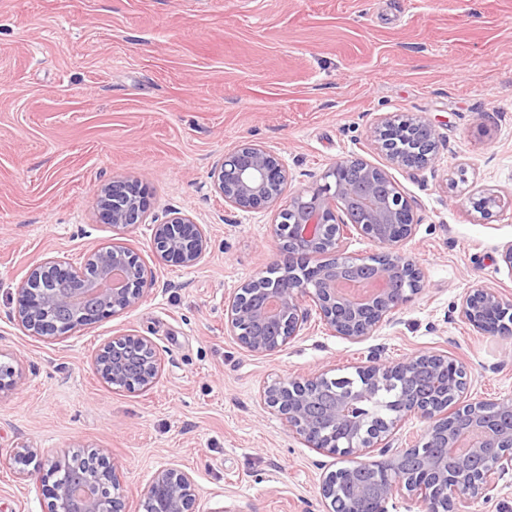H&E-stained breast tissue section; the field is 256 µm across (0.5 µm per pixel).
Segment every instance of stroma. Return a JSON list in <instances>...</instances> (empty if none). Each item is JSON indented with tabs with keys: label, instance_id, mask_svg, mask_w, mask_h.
Wrapping results in <instances>:
<instances>
[{
	"label": "stroma",
	"instance_id": "stroma-1",
	"mask_svg": "<svg viewBox=\"0 0 512 512\" xmlns=\"http://www.w3.org/2000/svg\"><path fill=\"white\" fill-rule=\"evenodd\" d=\"M436 130L435 166H389L370 137L381 116ZM247 141L278 153L292 188L337 160L388 167L412 202L405 250L414 299L352 343L311 315L282 351L241 348L224 300L274 263L275 209L230 213L212 168ZM136 177L150 220L187 213L210 248L195 268L164 263L145 227L99 223L103 184ZM501 206L481 218L471 199ZM120 241L157 279L133 309L54 341L25 335L15 290L46 258L81 265ZM512 0H0V512H45L20 446L47 463L96 449L121 465L130 512L154 472H190L199 512H320L335 458L298 443L260 400L265 383L319 367L354 373L370 350L398 360L450 352L473 399L512 395V345L452 307L471 288L512 297ZM132 332L157 346L162 378L115 390L96 351Z\"/></svg>",
	"mask_w": 512,
	"mask_h": 512
}]
</instances>
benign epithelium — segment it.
<instances>
[{"label":"benign epithelium","instance_id":"obj_1","mask_svg":"<svg viewBox=\"0 0 512 512\" xmlns=\"http://www.w3.org/2000/svg\"><path fill=\"white\" fill-rule=\"evenodd\" d=\"M397 116L383 117L371 134L391 165L422 169L434 165L435 129L419 115L408 122L418 145L430 144L418 163L388 148L387 135ZM215 191L229 210L269 208L283 198L288 169L263 145L245 142L212 172ZM495 195H483L474 209L485 218L499 207ZM149 210L140 179L117 178L102 186L98 218L120 231L145 223ZM271 225L278 242L276 266L288 274V285L264 288L258 274L224 305L227 326L240 347L257 354L281 351L316 312L331 331L360 342L419 291L420 272L403 250L415 231L411 202L389 172L359 158L337 161L321 182L298 189ZM385 249L381 264L374 257L350 256L343 249L345 231ZM150 243L159 258L193 268L204 258L209 237L202 225L180 212L148 225ZM378 277L381 295L354 304L336 294L340 280ZM155 279L130 249L112 244L92 249L82 266L59 259L34 265L16 288L14 321L29 336H68L82 326L134 308ZM502 318L512 313V299L497 288L470 289L454 306L460 321L501 341H512V325H492L489 311ZM95 373L113 389L148 390L161 378L154 341L140 334L112 337L95 353ZM318 368L303 377L274 380L262 388L265 408L308 448L338 459L352 457L385 474L366 482L357 470L339 467L324 473L320 498L325 512H388V503L404 498L424 505V512H466L491 502L499 480L512 471V397L471 400L466 366L447 353L418 352L398 361L377 353L357 368V377L331 375ZM428 421L395 448L393 437L410 417ZM469 432L478 439L466 453L448 455L457 438ZM47 512H126L116 462L101 457L73 484L40 478ZM198 485L177 468L158 469L140 501L143 512H197Z\"/></svg>","mask_w":512,"mask_h":512}]
</instances>
